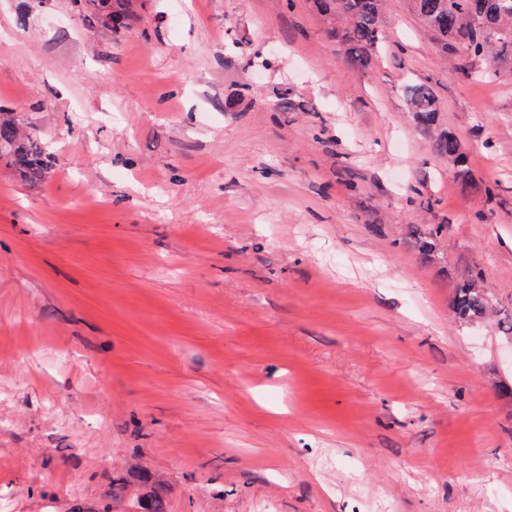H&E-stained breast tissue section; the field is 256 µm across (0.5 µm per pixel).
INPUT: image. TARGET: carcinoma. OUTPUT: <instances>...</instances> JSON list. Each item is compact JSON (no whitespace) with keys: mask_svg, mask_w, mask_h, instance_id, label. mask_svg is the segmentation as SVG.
Listing matches in <instances>:
<instances>
[{"mask_svg":"<svg viewBox=\"0 0 512 512\" xmlns=\"http://www.w3.org/2000/svg\"><path fill=\"white\" fill-rule=\"evenodd\" d=\"M95 9L104 26L123 28L133 15L136 0H84ZM382 0H316L318 9L330 21L344 17L346 26L341 35L344 55L354 68L369 64L382 43ZM409 6L419 20L436 33L443 43L460 54L463 71L468 73L473 61L512 68V0H409ZM481 15L486 24L497 23L501 31L494 42L484 37L482 27L474 20ZM406 97L417 126L428 131L437 121L438 100L426 83L407 87ZM432 148L450 160L464 185L471 183L469 170L465 169L466 156L456 137L442 131L432 141ZM0 157L10 162L27 180L41 178L47 160L37 142L24 135L19 123L6 117L0 108ZM442 226L438 225L429 236L417 244L420 257L431 259L435 240ZM481 273L458 282L454 287L453 307L464 322L485 315L492 308L487 292L478 285ZM138 488L134 494L135 512H166V489L161 481L141 472L136 475Z\"/></svg>","mask_w":512,"mask_h":512,"instance_id":"1","label":"carcinoma"}]
</instances>
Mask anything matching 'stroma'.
Wrapping results in <instances>:
<instances>
[{
  "mask_svg": "<svg viewBox=\"0 0 512 512\" xmlns=\"http://www.w3.org/2000/svg\"><path fill=\"white\" fill-rule=\"evenodd\" d=\"M460 64L408 0L359 71L314 0H0V107L49 154L0 160V503L129 512L145 469L169 512H512V75ZM86 5L95 9L104 26L123 28L133 15L136 0H84ZM406 97L417 126L423 131L432 129L439 112L433 89L426 83L412 84L407 87ZM432 148L437 154L443 158H448V160L453 163V166L456 168L465 186L472 187L470 184L472 181L469 170L464 168L466 166V156L453 134L448 132V130L441 131L438 136L433 139ZM481 273L476 272L470 279L458 282L454 287L453 307L458 318L464 322L482 317L492 308L487 292L478 285Z\"/></svg>",
  "mask_w": 512,
  "mask_h": 512,
  "instance_id": "1",
  "label": "stroma"
}]
</instances>
